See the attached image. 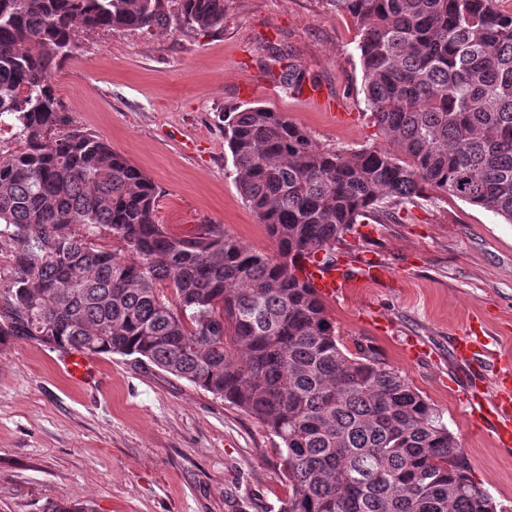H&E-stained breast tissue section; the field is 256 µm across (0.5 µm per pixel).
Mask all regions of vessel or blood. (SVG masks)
I'll return each mask as SVG.
<instances>
[{"label":"vessel or blood","instance_id":"vessel-or-blood-1","mask_svg":"<svg viewBox=\"0 0 512 512\" xmlns=\"http://www.w3.org/2000/svg\"><path fill=\"white\" fill-rule=\"evenodd\" d=\"M304 275L309 278L319 296L328 298L339 290L352 287L354 281L347 268H322L314 261H304ZM452 350L455 357L472 366L475 383L466 396L469 415L480 425L489 427L497 442L512 447V379L501 378L488 384L485 376L491 370L512 368V351L488 348L484 338L472 335L470 330L454 336ZM66 373L77 380L88 379L95 372L93 362L85 355L74 352L64 357Z\"/></svg>","mask_w":512,"mask_h":512}]
</instances>
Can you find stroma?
I'll return each mask as SVG.
<instances>
[{"mask_svg":"<svg viewBox=\"0 0 512 512\" xmlns=\"http://www.w3.org/2000/svg\"><path fill=\"white\" fill-rule=\"evenodd\" d=\"M357 27L326 0H224L211 32L80 30L51 74L73 126L89 130L161 190L157 223L181 235L218 224L268 255L277 244L243 202L224 145V115L264 106L318 145L354 152L386 143L363 102ZM303 76L295 90L266 65ZM347 113L339 122L333 115ZM385 275L326 299L346 348L373 347L439 410L503 512H512V450L474 427L453 378L448 338L465 327L512 349V224L436 195L401 222L360 225ZM426 344L410 352L412 341ZM64 354L0 343V512L52 504L92 512H280L288 498L281 441L224 399L148 363L99 355L96 384L59 368Z\"/></svg>","mask_w":512,"mask_h":512,"instance_id":"35a3bbf8","label":"stroma"}]
</instances>
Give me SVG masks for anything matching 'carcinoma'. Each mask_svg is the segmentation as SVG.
Segmentation results:
<instances>
[{"instance_id": "carcinoma-1", "label": "carcinoma", "mask_w": 512, "mask_h": 512, "mask_svg": "<svg viewBox=\"0 0 512 512\" xmlns=\"http://www.w3.org/2000/svg\"><path fill=\"white\" fill-rule=\"evenodd\" d=\"M328 2L358 28L363 101L400 154L321 147L266 107L224 113L268 256L216 224L157 223V184L71 126L49 80L80 29L215 31L224 0H0V340L132 356L237 406L281 440V512H498L435 406L372 348L348 350L300 273L428 190L512 224V13Z\"/></svg>"}]
</instances>
